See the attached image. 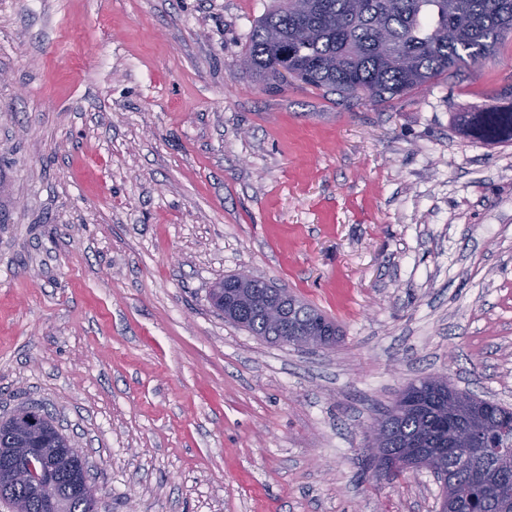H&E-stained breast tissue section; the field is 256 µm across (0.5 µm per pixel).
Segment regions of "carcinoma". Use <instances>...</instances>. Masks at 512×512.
I'll return each instance as SVG.
<instances>
[{
	"instance_id": "carcinoma-1",
	"label": "carcinoma",
	"mask_w": 512,
	"mask_h": 512,
	"mask_svg": "<svg viewBox=\"0 0 512 512\" xmlns=\"http://www.w3.org/2000/svg\"><path fill=\"white\" fill-rule=\"evenodd\" d=\"M512 33V0H278L255 24L244 65L262 82L287 72L304 84L330 92L369 91V100L384 102L422 87L461 65L490 56ZM461 129L488 141H512V109L507 112H460ZM280 292L265 279L229 275L210 292L212 305L224 317L270 343L288 340L257 311L255 296ZM288 310L312 333L313 345L332 347L341 331L331 318L291 295ZM416 405L394 413L388 451L422 446L438 448L448 440V408L456 405L464 418L483 419L488 439L512 448V408L486 412V401L457 389L448 380H420ZM46 447H56L51 416L38 411ZM22 440L12 419L0 423V448H18ZM497 448L473 454L462 448L441 458L437 477L443 482L442 504L448 512H512V468H493ZM77 472L71 460L53 472L56 488L73 486ZM3 495L25 497L28 512H46L44 499L26 488H3Z\"/></svg>"
}]
</instances>
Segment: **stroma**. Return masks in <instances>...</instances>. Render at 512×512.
Masks as SVG:
<instances>
[{"instance_id":"1","label":"stroma","mask_w":512,"mask_h":512,"mask_svg":"<svg viewBox=\"0 0 512 512\" xmlns=\"http://www.w3.org/2000/svg\"><path fill=\"white\" fill-rule=\"evenodd\" d=\"M274 0H0V419L36 403L100 512H438L365 430L447 375L512 407V35L373 103L242 70ZM275 282L329 349L226 321ZM462 130L488 141H512V108L508 112H459ZM265 281L263 278L243 274L229 275L212 288L210 292L212 305L224 313L226 319L244 328L253 336L270 343L288 344V340L279 327L266 321L257 311L255 291L258 290L264 299L278 292H286L283 288H267ZM224 283H229L238 290L237 301L228 307L221 306L214 300L218 290L224 287ZM288 310L294 318L304 324L312 333L314 346L332 347L340 342L341 331L331 318L308 303L288 294ZM295 305V309L292 306ZM383 421V419H379L368 428L369 447L364 448L363 453L370 470L375 474L394 471L409 474L417 471L413 464L394 458L385 451V448H379L384 441Z\"/></svg>"}]
</instances>
